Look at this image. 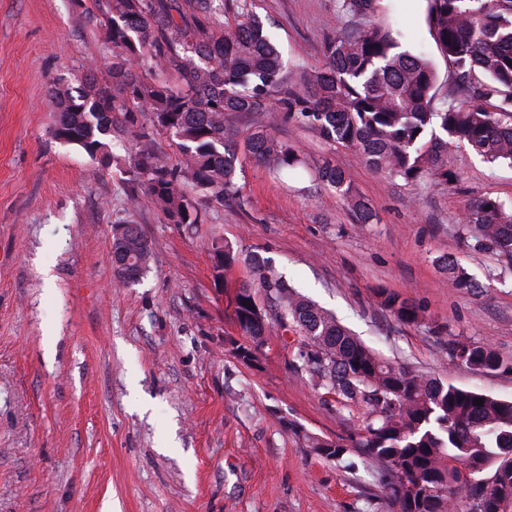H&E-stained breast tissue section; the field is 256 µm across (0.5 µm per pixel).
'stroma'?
<instances>
[{"label": "stroma", "mask_w": 512, "mask_h": 512, "mask_svg": "<svg viewBox=\"0 0 512 512\" xmlns=\"http://www.w3.org/2000/svg\"><path fill=\"white\" fill-rule=\"evenodd\" d=\"M285 61L309 76L339 26L336 0H253ZM426 0H381L376 22L401 47L424 48L441 87L453 83L426 22ZM112 50L74 0H0V512H388L377 463L348 470L306 438L339 439L358 410L316 391L296 332L269 323L256 362L234 355L238 286L257 257L333 312L388 361L496 397L512 398V278L470 245L461 215L481 199L512 206V166L467 146L448 152L449 180L391 181L355 149L331 145L281 113L240 114V134L275 132L300 151L274 173L245 159L241 196L213 204L190 231L149 197L130 205L122 180L138 145L122 138L104 166L55 141L50 83L78 86ZM344 169L377 216L356 223L315 179L323 159ZM136 225L150 269L118 286L112 227ZM242 262L213 280L211 234ZM473 278L450 288L438 257ZM389 288L424 311L404 325L380 308ZM491 345L502 367L453 363L448 337Z\"/></svg>", "instance_id": "1"}]
</instances>
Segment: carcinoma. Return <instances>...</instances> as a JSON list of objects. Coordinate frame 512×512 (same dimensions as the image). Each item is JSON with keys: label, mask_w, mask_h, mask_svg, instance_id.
Returning <instances> with one entry per match:
<instances>
[{"label": "carcinoma", "mask_w": 512, "mask_h": 512, "mask_svg": "<svg viewBox=\"0 0 512 512\" xmlns=\"http://www.w3.org/2000/svg\"><path fill=\"white\" fill-rule=\"evenodd\" d=\"M92 18L112 47V67L86 69L76 90L51 85L57 113L53 139L73 145L103 166L123 134L141 148L125 171L127 197L149 195L171 224L188 230L207 221L212 202L239 195L243 157L279 172L299 163L298 150L258 129L238 144L230 119L242 112L283 113L333 144L356 148L365 163L391 180L426 184L448 180V150L466 144L491 164L512 165V0H427V24L454 73L439 93L431 60L400 50L394 29L372 21L379 0H338L340 27L324 47L325 64L309 88L283 89L287 66L265 22L239 0L232 30L217 25L224 0H93ZM155 58L165 78L132 70L131 59ZM165 134L180 158L170 164L151 142ZM316 178L341 197L360 224L376 215L330 160ZM464 231L474 247L498 257L512 274V207L485 199L466 209ZM224 270L240 262L222 239ZM126 256L144 276L150 248L134 224L112 238V259ZM438 264L454 288H472L450 255ZM255 279L234 295L245 343L235 357L252 363L276 321L304 338L300 353L314 385L356 407L363 426L341 440L307 437L317 455L346 463L348 445L381 464L380 483L390 512H512V400L442 384L388 362L297 293L272 266L253 263ZM377 303L398 322L415 325L424 311L388 288ZM448 355L491 372L501 361L487 344L450 339ZM483 399V405L474 400ZM489 476H483V473Z\"/></svg>", "instance_id": "cac0c4a2"}]
</instances>
